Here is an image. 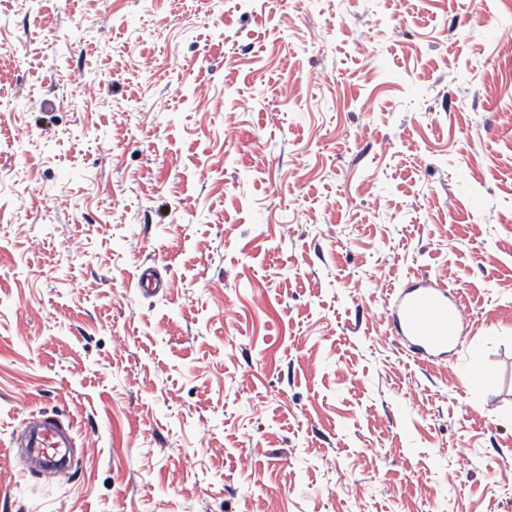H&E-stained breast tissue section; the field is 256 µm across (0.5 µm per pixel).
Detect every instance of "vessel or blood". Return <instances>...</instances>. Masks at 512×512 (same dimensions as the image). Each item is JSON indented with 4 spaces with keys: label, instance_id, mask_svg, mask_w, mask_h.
Segmentation results:
<instances>
[{
    "label": "vessel or blood",
    "instance_id": "1",
    "mask_svg": "<svg viewBox=\"0 0 512 512\" xmlns=\"http://www.w3.org/2000/svg\"><path fill=\"white\" fill-rule=\"evenodd\" d=\"M465 317L461 301L450 299L445 288L421 278L407 283L396 295L387 321L395 338L408 346L417 362L432 364L457 345ZM61 432L57 422L46 421L39 433L28 438L27 457L58 473H67V465L57 458L56 439Z\"/></svg>",
    "mask_w": 512,
    "mask_h": 512
}]
</instances>
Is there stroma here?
Listing matches in <instances>:
<instances>
[{
    "label": "stroma",
    "instance_id": "35a3bbf8",
    "mask_svg": "<svg viewBox=\"0 0 512 512\" xmlns=\"http://www.w3.org/2000/svg\"><path fill=\"white\" fill-rule=\"evenodd\" d=\"M0 512H512V0H0ZM465 317L460 300L450 299L445 288L421 278L395 296L387 321L417 362L433 364L448 355V347L457 345ZM61 432L62 428L56 421H46L39 433L28 438L24 450L27 457L38 462L41 467H51L59 474H66L68 467L63 461L56 459L59 447L53 441Z\"/></svg>",
    "mask_w": 512,
    "mask_h": 512
}]
</instances>
